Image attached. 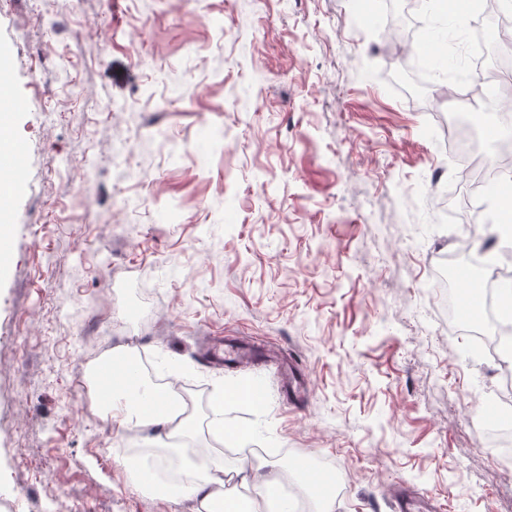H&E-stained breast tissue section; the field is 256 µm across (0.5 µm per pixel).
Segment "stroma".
Here are the masks:
<instances>
[{
	"mask_svg": "<svg viewBox=\"0 0 512 512\" xmlns=\"http://www.w3.org/2000/svg\"><path fill=\"white\" fill-rule=\"evenodd\" d=\"M8 0L23 170L0 254V512H196L137 488L85 368L124 353L190 394L197 446L245 467L224 500L313 460L331 512H394L406 481L445 512H512V392L448 321L471 190L448 120L475 81L393 85L406 0ZM224 15L223 30L205 23ZM178 83L183 97L169 95ZM86 189H79L80 178ZM209 336L275 367L217 368ZM224 407V431L211 420Z\"/></svg>",
	"mask_w": 512,
	"mask_h": 512,
	"instance_id": "35a3bbf8",
	"label": "stroma"
}]
</instances>
